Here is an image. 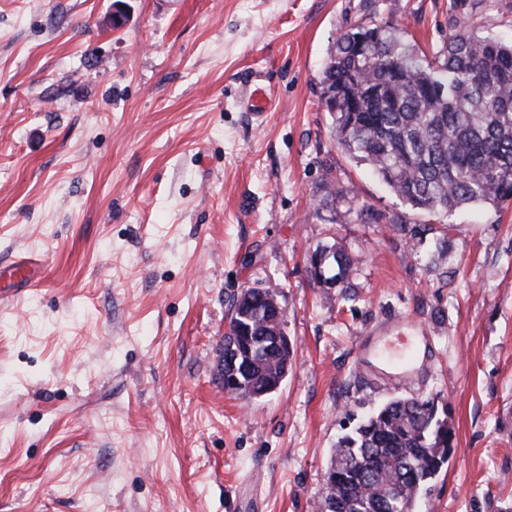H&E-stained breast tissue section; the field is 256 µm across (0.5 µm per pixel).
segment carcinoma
<instances>
[{"mask_svg": "<svg viewBox=\"0 0 512 512\" xmlns=\"http://www.w3.org/2000/svg\"><path fill=\"white\" fill-rule=\"evenodd\" d=\"M322 105L336 144L369 164L414 212L446 216L474 204L512 200V43L471 26L428 56L403 29L374 18L343 32L323 70ZM320 274L345 287L351 259L340 247L314 253ZM267 288L236 320L238 374L256 392L271 386L287 353L272 345ZM452 433L431 399L399 397L379 406L333 449V493L341 512H416L418 493L448 461Z\"/></svg>", "mask_w": 512, "mask_h": 512, "instance_id": "cac0c4a2", "label": "carcinoma"}]
</instances>
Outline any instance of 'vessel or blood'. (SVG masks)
I'll use <instances>...</instances> for the list:
<instances>
[{
  "label": "vessel or blood",
  "mask_w": 512,
  "mask_h": 512,
  "mask_svg": "<svg viewBox=\"0 0 512 512\" xmlns=\"http://www.w3.org/2000/svg\"><path fill=\"white\" fill-rule=\"evenodd\" d=\"M386 329V335L361 340V361L367 366L380 363L382 372L395 384H409L422 368L417 355L429 347L431 339L420 335L418 328L405 319L390 322Z\"/></svg>",
  "instance_id": "obj_1"
}]
</instances>
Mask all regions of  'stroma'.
Instances as JSON below:
<instances>
[{
  "label": "stroma",
  "instance_id": "35a3bbf8",
  "mask_svg": "<svg viewBox=\"0 0 512 512\" xmlns=\"http://www.w3.org/2000/svg\"><path fill=\"white\" fill-rule=\"evenodd\" d=\"M116 1L0 0V512H317L337 439L410 395L453 433L420 512H512V201L409 211L321 104L368 14L430 55L469 20L511 43L512 0ZM333 244L343 292L310 275ZM268 286L288 375L224 394L231 303ZM399 315L432 340L410 387L359 360ZM313 265L318 273L324 277L326 269H334V274L328 278L325 277V281L331 280L336 282V286L348 288L345 285L350 276L352 262L348 254L341 247H325L318 249L314 253Z\"/></svg>",
  "mask_w": 512,
  "mask_h": 512
}]
</instances>
